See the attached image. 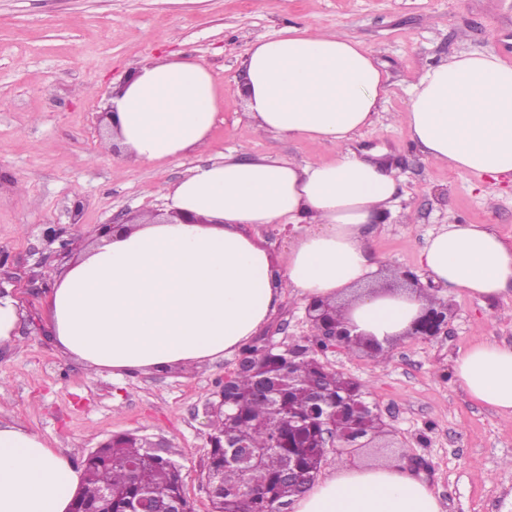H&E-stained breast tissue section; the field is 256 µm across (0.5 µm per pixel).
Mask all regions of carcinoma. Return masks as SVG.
I'll use <instances>...</instances> for the list:
<instances>
[{
    "label": "carcinoma",
    "instance_id": "obj_1",
    "mask_svg": "<svg viewBox=\"0 0 512 512\" xmlns=\"http://www.w3.org/2000/svg\"><path fill=\"white\" fill-rule=\"evenodd\" d=\"M244 351L250 354L252 366L224 387L227 413L211 420L213 431L223 435L211 449L207 465L217 512H270L276 504L298 496L295 485L280 479L290 449L271 447L274 430L284 425L282 407L291 402L318 416L332 409V387L314 390L313 380L319 374L315 361L290 365L286 356L267 354L258 346ZM229 444L264 452L256 461L243 456L232 463ZM298 455L301 466L320 469L322 449L305 448ZM83 466L84 483L76 499L79 505L95 504L104 491L111 490L112 512H131L145 493L171 496L179 490L180 466L130 434L112 436V445L91 451Z\"/></svg>",
    "mask_w": 512,
    "mask_h": 512
}]
</instances>
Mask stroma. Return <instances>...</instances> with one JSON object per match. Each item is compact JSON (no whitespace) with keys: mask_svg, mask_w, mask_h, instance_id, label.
Here are the masks:
<instances>
[{"mask_svg":"<svg viewBox=\"0 0 512 512\" xmlns=\"http://www.w3.org/2000/svg\"><path fill=\"white\" fill-rule=\"evenodd\" d=\"M291 24L359 39L389 76L382 112L354 142L358 154L390 160L401 179L397 215L369 237L382 284L405 271L429 284L418 258L440 225L491 224L512 238V184L429 162L398 119L410 85L452 55L487 49L512 63V0H0V286L22 311L14 343L0 346V420L78 462L118 433L165 442L195 512H210L201 485L207 406L237 354L119 378L90 374L46 324L45 287L63 264L46 231L82 229L74 242L82 247L117 214L163 209L166 189L188 168L239 146L300 165L329 160L318 143L257 134L244 112L249 48ZM172 54L206 64L222 92L207 145L164 164L126 163L117 146L102 152L114 86L143 58ZM448 304L445 334L400 338L382 356L364 347L325 353L364 384L385 431L371 447L328 452L321 471L388 461L429 484L443 512H512V418L452 382L460 349L512 345V303L456 294ZM312 333L305 302L288 290L254 343L294 344Z\"/></svg>","mask_w":512,"mask_h":512,"instance_id":"stroma-1","label":"stroma"}]
</instances>
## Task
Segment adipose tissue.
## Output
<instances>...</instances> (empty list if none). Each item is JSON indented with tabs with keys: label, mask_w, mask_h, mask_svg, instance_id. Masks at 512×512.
<instances>
[{
	"label": "adipose tissue",
	"mask_w": 512,
	"mask_h": 512,
	"mask_svg": "<svg viewBox=\"0 0 512 512\" xmlns=\"http://www.w3.org/2000/svg\"><path fill=\"white\" fill-rule=\"evenodd\" d=\"M245 112L261 131L331 148L317 165L248 149L192 167L165 193L194 224H133L66 263L47 296L63 351L96 374L201 364L239 349L277 311L283 289L333 304L355 333L389 346L436 296L512 299V239L489 224H445L420 265L440 288H383L368 248L396 213L386 162L351 148L383 108L388 75L354 38L291 25L258 38L244 61ZM211 70L187 56L147 58L109 101L113 141L136 162L184 158L204 145L221 110ZM412 142L450 169L512 182V63L461 52L408 90ZM301 232L272 258L259 229ZM472 400L512 417V346L477 341L453 365ZM83 470L40 435L0 421V512H70ZM296 512H442L423 481L377 462L343 465L296 499Z\"/></svg>",
	"instance_id": "adipose-tissue-1"
}]
</instances>
